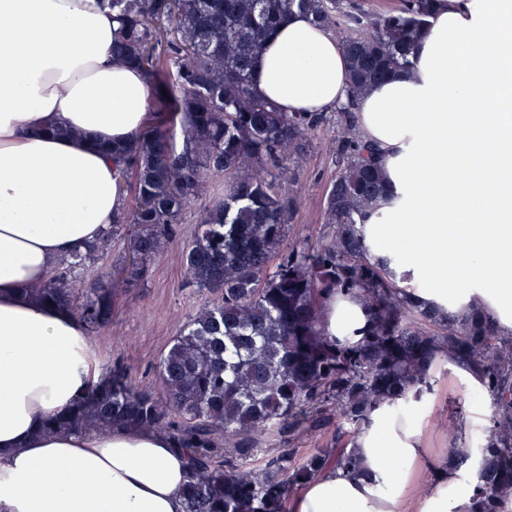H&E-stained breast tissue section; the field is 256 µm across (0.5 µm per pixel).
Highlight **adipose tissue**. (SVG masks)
Wrapping results in <instances>:
<instances>
[{"label": "adipose tissue", "mask_w": 512, "mask_h": 512, "mask_svg": "<svg viewBox=\"0 0 512 512\" xmlns=\"http://www.w3.org/2000/svg\"><path fill=\"white\" fill-rule=\"evenodd\" d=\"M117 28L102 0H0V512H184L190 460L165 435L43 428L103 378L74 314L32 293L121 212L108 150L147 124L151 83L113 58ZM254 89L286 112L354 105L385 183L364 219L375 256L419 302L478 307L512 333V0H439L405 67L354 104L336 38L293 13L266 40ZM325 331L367 335L359 299L331 297ZM349 452L353 466L308 480L287 512L479 510L450 463L409 497L422 427L390 402Z\"/></svg>", "instance_id": "1"}]
</instances>
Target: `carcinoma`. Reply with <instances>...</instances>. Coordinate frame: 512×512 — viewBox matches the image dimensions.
<instances>
[{"label":"carcinoma","instance_id":"cac0c4a2","mask_svg":"<svg viewBox=\"0 0 512 512\" xmlns=\"http://www.w3.org/2000/svg\"><path fill=\"white\" fill-rule=\"evenodd\" d=\"M123 35L112 54L144 69L155 91L152 121L128 147L123 181L134 205L101 238L61 260L33 296L66 307L84 331L112 322L108 276L92 270L122 224L139 227V253L124 287L140 288L153 261L181 231L186 210L206 198L198 229L182 249L189 283L214 294L185 324L158 363L160 392L136 387L115 366L53 431L165 434L192 453L184 512H285L291 493L329 464L353 465L342 450L296 461L293 449L269 451L336 419L358 434L386 399L431 388L444 362L476 377L492 415L480 451L481 512H508L512 496V334L487 312L444 314L420 304L365 242L363 219L385 188L378 149L350 119L336 127L343 167L327 195L323 239L284 246L299 199L286 187L288 163L317 127L316 117L283 112L256 95L252 74L272 30L293 9L341 32L351 102L407 63L435 0H403L375 18L350 15L341 0H109ZM356 296L369 334L333 342L324 332L333 294ZM456 461L472 449L448 425Z\"/></svg>","mask_w":512,"mask_h":512}]
</instances>
